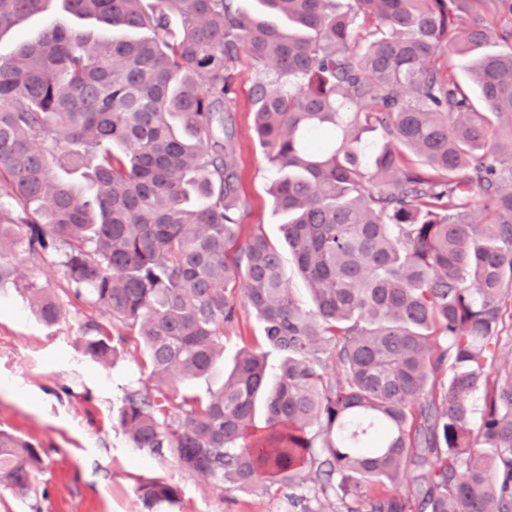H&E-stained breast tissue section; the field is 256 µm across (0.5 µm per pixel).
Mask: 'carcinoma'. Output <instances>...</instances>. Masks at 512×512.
Instances as JSON below:
<instances>
[{"mask_svg":"<svg viewBox=\"0 0 512 512\" xmlns=\"http://www.w3.org/2000/svg\"><path fill=\"white\" fill-rule=\"evenodd\" d=\"M50 2L0 0V36ZM62 2L139 36L50 27L0 56V184L17 205L0 203V281L15 243L65 246L68 284L115 333L88 325L84 354L109 369L126 344L149 367L152 385L116 416L133 446L295 512H512V371L485 374L512 298V0H260L284 28L235 0ZM242 53L264 72L254 132L280 174L271 194L308 306L263 234L234 247ZM371 123L379 147L362 138ZM241 307L278 375L245 348L192 393ZM31 308L49 325L63 315L41 288ZM42 470L31 442L0 431V487L26 495ZM387 481L404 494L364 491ZM136 495L171 512L179 488L151 480Z\"/></svg>","mask_w":512,"mask_h":512,"instance_id":"1","label":"carcinoma"}]
</instances>
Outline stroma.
Listing matches in <instances>:
<instances>
[{
	"label": "stroma",
	"mask_w": 512,
	"mask_h": 512,
	"mask_svg": "<svg viewBox=\"0 0 512 512\" xmlns=\"http://www.w3.org/2000/svg\"><path fill=\"white\" fill-rule=\"evenodd\" d=\"M51 25L85 33L90 40L108 39L112 28L79 22L52 0L48 10L0 38V53L37 40ZM261 72L248 57L236 65L231 111L237 138L235 159L240 174L241 228L238 244L253 231L272 242L282 240L284 216L274 205L270 187L275 168L267 161L253 129L252 91ZM58 253L14 249L15 271L0 283V429L32 442L41 450L44 469L36 490L26 496L0 489V512H141L139 483L163 479L180 488L173 512H288L282 498L262 492H230L205 476H189L176 458L133 447L115 415L126 391L143 387L148 371L133 347L120 350L105 370L83 352L89 323L105 319L89 296H75L59 266ZM49 292L62 305L59 322L47 325L32 313L30 287ZM262 324L240 313L224 330V354L209 377L193 390L216 387L241 349L261 343Z\"/></svg>",
	"instance_id": "obj_1"
}]
</instances>
